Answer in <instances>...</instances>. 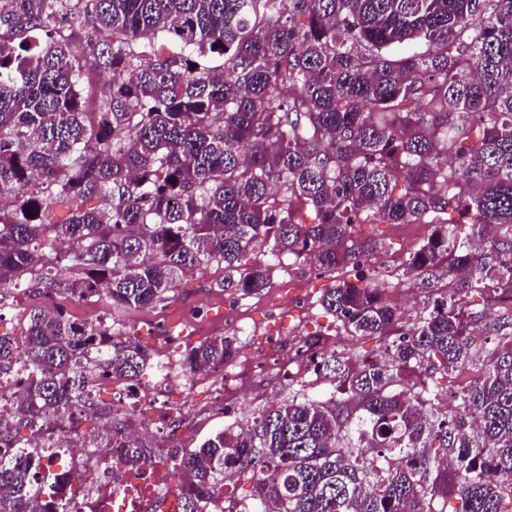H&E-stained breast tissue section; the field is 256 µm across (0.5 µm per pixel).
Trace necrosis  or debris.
<instances>
[{
	"mask_svg": "<svg viewBox=\"0 0 512 512\" xmlns=\"http://www.w3.org/2000/svg\"><path fill=\"white\" fill-rule=\"evenodd\" d=\"M74 449L73 465L62 470L54 456L41 459L36 479L55 474L58 492L68 499L71 512H176L175 495L183 484L180 468L166 449L138 469L107 460L81 435L68 436Z\"/></svg>",
	"mask_w": 512,
	"mask_h": 512,
	"instance_id": "4bbe7bcc",
	"label": "necrosis or debris"
}]
</instances>
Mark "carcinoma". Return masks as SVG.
I'll list each match as a JSON object with an SVG mask.
<instances>
[{
	"instance_id": "carcinoma-1",
	"label": "carcinoma",
	"mask_w": 512,
	"mask_h": 512,
	"mask_svg": "<svg viewBox=\"0 0 512 512\" xmlns=\"http://www.w3.org/2000/svg\"><path fill=\"white\" fill-rule=\"evenodd\" d=\"M90 56L112 77L85 96ZM376 222L433 225L405 262L419 305L360 276L329 289L334 331L379 356L303 339L332 391L294 377L288 399L169 449L179 512H512V0H0V288L112 308L104 326L38 308L0 334V381L24 355L0 512H67L33 480L51 449L32 442L53 420L65 453L76 409L106 418L125 463L152 458L95 382L236 356L216 336L157 362L126 309L211 264L230 295L268 288L287 254L360 272L382 244L353 227ZM233 479L247 498L223 496ZM340 338H345L346 343H340L337 340L336 336V344L333 345L331 342V346L336 349L338 352L342 353H350L354 355V358L363 359L367 357H375L380 352L379 341L376 338L372 337H352V336H339Z\"/></svg>"
}]
</instances>
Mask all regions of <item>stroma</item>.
I'll return each instance as SVG.
<instances>
[{"label": "stroma", "mask_w": 512, "mask_h": 512, "mask_svg": "<svg viewBox=\"0 0 512 512\" xmlns=\"http://www.w3.org/2000/svg\"><path fill=\"white\" fill-rule=\"evenodd\" d=\"M432 230L428 224H360L355 239L374 238L383 244V251L374 261L370 277L389 283L388 298L397 306H405L411 298L410 282L404 274L409 253L416 250ZM223 271L208 266L181 275L174 297L168 302L125 310V329L133 334L154 355L167 361L175 345L197 344L192 319L203 314L210 321V336L234 335L239 353L234 362L213 373L209 382L184 392L177 385L162 391L176 430L163 428L162 418L148 403L135 399L123 402L139 436L169 448H195L224 425L247 420L270 400H284L296 387L287 377L277 375L268 363L278 355L281 341L297 344L303 337L326 333L331 319L325 314L321 299L328 288L345 278V271L319 274L306 262L293 256H283L271 273L268 288L259 293L231 296L216 283ZM61 305L71 320L84 322L88 314L98 321L108 322L110 309L105 301L85 300L68 295L48 294L29 290L16 294L5 292L0 297V330L20 334L33 308ZM262 365L255 379L264 387L263 394L244 392L232 409L224 407L223 382L235 378L247 365Z\"/></svg>", "instance_id": "35a3bbf8"}]
</instances>
